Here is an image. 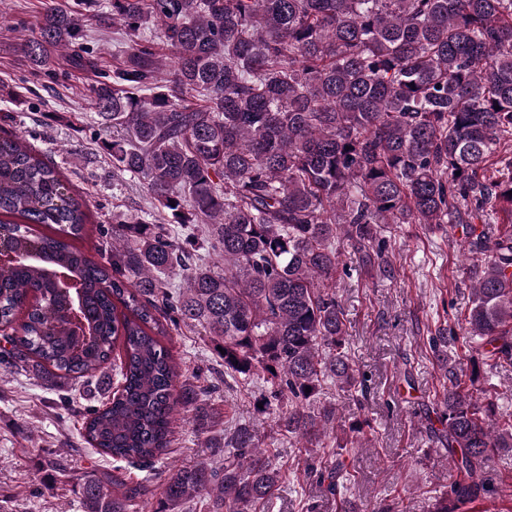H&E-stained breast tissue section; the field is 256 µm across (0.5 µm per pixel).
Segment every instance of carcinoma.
Instances as JSON below:
<instances>
[{"mask_svg": "<svg viewBox=\"0 0 512 512\" xmlns=\"http://www.w3.org/2000/svg\"><path fill=\"white\" fill-rule=\"evenodd\" d=\"M120 24L112 76L88 89L112 178L139 185L148 209L112 224L101 259L74 241L87 200L44 156L0 138V330L25 312L0 366L49 383L104 374L116 346L120 389L84 414L102 456L150 468L182 410L210 433L229 381L270 384L263 409L301 443L374 441L339 422L333 385L367 398L348 353L337 288L351 265L386 271L391 224L461 229L471 305L426 337L445 378L428 430L452 478L431 512H474L512 496L486 476L512 450L492 376L512 367V0H84ZM82 15L48 3L18 50L37 68L75 48ZM208 336L224 370L178 380L167 329ZM467 349V371L448 347ZM311 392H306V388ZM223 463L174 472L153 512H267L281 479L255 424L213 441ZM305 480L341 494L338 462ZM83 512H130L141 495L117 475L82 478Z\"/></svg>", "mask_w": 512, "mask_h": 512, "instance_id": "cac0c4a2", "label": "carcinoma"}]
</instances>
